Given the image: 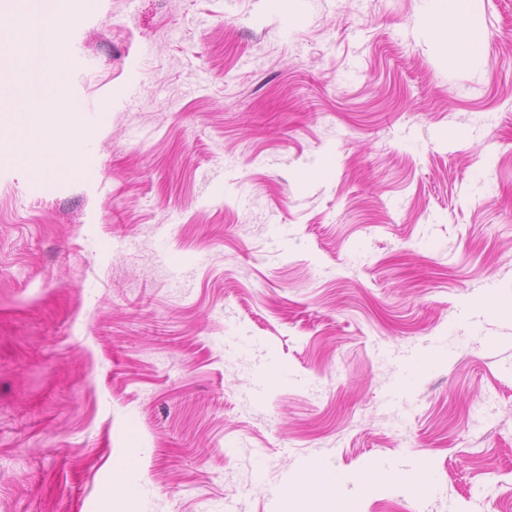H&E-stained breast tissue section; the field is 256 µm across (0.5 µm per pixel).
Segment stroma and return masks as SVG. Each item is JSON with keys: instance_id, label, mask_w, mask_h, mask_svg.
<instances>
[{"instance_id": "obj_1", "label": "stroma", "mask_w": 512, "mask_h": 512, "mask_svg": "<svg viewBox=\"0 0 512 512\" xmlns=\"http://www.w3.org/2000/svg\"><path fill=\"white\" fill-rule=\"evenodd\" d=\"M437 8L68 0L97 174L13 114L0 512H512V0Z\"/></svg>"}]
</instances>
